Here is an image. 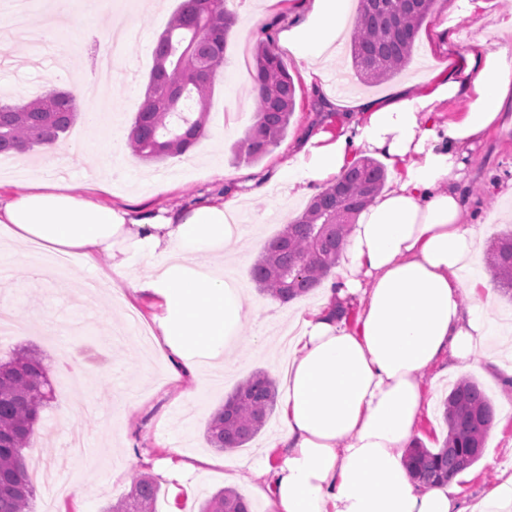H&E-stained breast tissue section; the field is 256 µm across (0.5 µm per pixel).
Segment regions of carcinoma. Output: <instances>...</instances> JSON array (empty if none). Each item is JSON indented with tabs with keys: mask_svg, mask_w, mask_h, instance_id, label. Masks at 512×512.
Returning a JSON list of instances; mask_svg holds the SVG:
<instances>
[{
	"mask_svg": "<svg viewBox=\"0 0 512 512\" xmlns=\"http://www.w3.org/2000/svg\"><path fill=\"white\" fill-rule=\"evenodd\" d=\"M437 0H358L349 55L353 76L363 85L389 81L414 54L418 31ZM236 23L225 0H182L153 50V65L126 145L141 160L162 162L185 153L203 137L214 79L224 67V49ZM253 81V123L235 144L237 155L262 159L283 138L295 108V84L270 45L258 47ZM78 117L77 99L54 89L18 104L0 103V155L32 151L63 137ZM385 166L355 159L337 181L315 195L304 210L267 242L252 267V281L265 296L287 303L319 287L336 267L345 237L373 197L383 191ZM497 289L512 299V231L499 236L487 257ZM52 399L45 358L21 348L0 361V512H33V483L23 450L41 411ZM276 403V384L256 372L238 384L206 429L211 447L232 451L265 426ZM448 435L436 449L414 446L408 464L418 481H452L482 456L495 416L479 384L458 382L443 403ZM160 488L148 476L104 512H156ZM200 512H251L233 489L206 498Z\"/></svg>",
	"mask_w": 512,
	"mask_h": 512,
	"instance_id": "cac0c4a2",
	"label": "carcinoma"
}]
</instances>
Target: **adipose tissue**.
Masks as SVG:
<instances>
[{"instance_id":"ef3b65f1","label":"adipose tissue","mask_w":512,"mask_h":512,"mask_svg":"<svg viewBox=\"0 0 512 512\" xmlns=\"http://www.w3.org/2000/svg\"><path fill=\"white\" fill-rule=\"evenodd\" d=\"M349 21L350 0H309L304 20L279 38L319 68L337 54ZM486 41L477 35L450 73L430 75L421 95L355 102L336 132L314 134L277 172L310 194L365 151L385 161L395 181L358 215L320 302L288 323L282 430L254 488L270 512H467L454 488L417 483L406 456L430 409L425 372L443 362L465 371L487 347L492 369L512 379V344L499 348L486 314L491 287L471 274L482 235L465 220L469 149L489 131L512 130V49L488 52ZM460 97L467 111L446 118L441 105ZM241 235L233 198L152 211L74 194L61 179L0 190L7 258L27 264L32 281L51 282L57 273L48 257L93 267L108 256L101 282L123 283L130 303L148 302L153 339L168 353L173 379L186 385L228 363L237 344L244 293L220 261ZM139 263L150 273L133 275Z\"/></svg>"}]
</instances>
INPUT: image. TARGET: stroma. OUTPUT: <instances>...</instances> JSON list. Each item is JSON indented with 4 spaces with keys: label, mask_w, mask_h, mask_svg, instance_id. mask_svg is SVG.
<instances>
[{
    "label": "stroma",
    "mask_w": 512,
    "mask_h": 512,
    "mask_svg": "<svg viewBox=\"0 0 512 512\" xmlns=\"http://www.w3.org/2000/svg\"><path fill=\"white\" fill-rule=\"evenodd\" d=\"M180 2L161 0L156 12L130 14L142 37L128 50L126 77L109 91L116 105L112 130L128 131L143 99L157 37ZM226 7L237 21L228 37L224 67L215 79L210 136L200 138L184 155L147 164L131 155L125 143H118L112 151L105 148L82 115L63 142L71 156L67 181L73 192H84L94 173V164L86 163V156L96 157V164L128 167L127 180L116 183L112 193H100V200L107 204L154 210L184 207L226 193L237 178L262 180L266 192L241 203L243 235L237 244L239 261L232 269L246 296L239 360L225 372L205 370L201 390L192 392L170 384L165 364L137 334L138 325L150 321L147 309L140 306L131 312L105 293L91 297L79 290V283L97 280L95 269L76 263L66 279L31 287L23 264H11L9 276L0 280V297L15 296L19 328L13 336L0 340V358H8L21 347L37 349L50 366L53 388V398L24 455L31 473L51 470L67 485L81 483L89 489L80 498L72 494L64 497L46 484L35 483L34 512H102L144 474L153 476L160 485L157 512H199L205 496L223 488L235 489L250 500L253 512H267L264 500L254 493L260 472L248 468L247 463L258 458L280 430L281 408H274L266 426L247 447L231 453H217L208 445L204 431L212 409L223 406L225 398L249 375L263 372L281 381L279 366L288 356V346L281 342L279 331L287 325L289 313L312 306L320 296L319 291H312L279 305L278 318H267L265 309L271 300L257 291L250 270L267 241L283 227L278 210L287 209L293 217L309 201L308 196L296 195L288 185L278 182L277 170L289 148L298 145L308 130L326 125L331 97L308 83L293 54L279 48L296 86L294 114L281 142L269 154L253 163L237 159L233 147L254 116L250 94L254 53L266 39L277 38L282 30L300 22L304 14L299 7L278 10L261 0H227ZM448 7L449 0H438L418 36L416 54L402 74L377 87L352 85L350 93L373 100L390 99L401 89L411 95L423 94L427 75L447 71L450 54L469 48L479 28L492 32L487 50L512 45V0H483L477 13L449 28L447 50L432 48L434 30ZM111 15L110 9H103L79 36L65 26L57 29L56 45L82 39L85 52L74 61L58 55L56 46L35 47L22 39L6 41L0 48V100L18 103L41 91L73 88L83 71L96 70L98 45L111 37L115 25ZM220 168L225 178L216 177ZM467 168L472 215L479 220L484 242L489 245L512 230V200L500 194L502 185L512 180V133H489L482 145L469 152ZM160 171L168 172V186L155 193L151 184ZM263 212L269 213V220L255 223L254 215ZM20 282L27 288L18 296L14 289ZM466 375L481 384L495 407L481 459L454 480L463 504L477 512L498 476L512 471V388L503 385L482 357ZM458 380L455 374H424L423 386L432 410L419 421L415 437L424 447L442 445L448 432L442 401ZM176 455H220L224 464L172 477L166 472V459Z\"/></svg>",
    "instance_id": "stroma-1"
}]
</instances>
